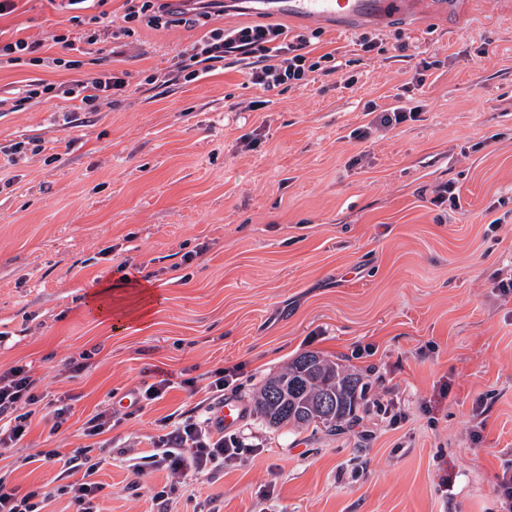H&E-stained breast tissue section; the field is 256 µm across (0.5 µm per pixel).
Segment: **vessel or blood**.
I'll return each mask as SVG.
<instances>
[{"mask_svg":"<svg viewBox=\"0 0 512 512\" xmlns=\"http://www.w3.org/2000/svg\"><path fill=\"white\" fill-rule=\"evenodd\" d=\"M251 7L344 33L354 32L368 20L404 18L421 11L450 21L463 13L461 0H251Z\"/></svg>","mask_w":512,"mask_h":512,"instance_id":"vessel-or-blood-1","label":"vessel or blood"}]
</instances>
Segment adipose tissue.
Wrapping results in <instances>:
<instances>
[{
  "mask_svg": "<svg viewBox=\"0 0 512 512\" xmlns=\"http://www.w3.org/2000/svg\"><path fill=\"white\" fill-rule=\"evenodd\" d=\"M125 287L134 289L138 298L136 309L115 303L112 300L113 284L110 279H103L97 289L91 291L86 299L89 314L106 323L146 322L150 319L159 296L154 288L146 282L125 280Z\"/></svg>",
  "mask_w": 512,
  "mask_h": 512,
  "instance_id": "adipose-tissue-1",
  "label": "adipose tissue"
}]
</instances>
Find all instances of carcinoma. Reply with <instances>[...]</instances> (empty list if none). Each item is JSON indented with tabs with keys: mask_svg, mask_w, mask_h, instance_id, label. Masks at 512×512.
Here are the masks:
<instances>
[{
	"mask_svg": "<svg viewBox=\"0 0 512 512\" xmlns=\"http://www.w3.org/2000/svg\"><path fill=\"white\" fill-rule=\"evenodd\" d=\"M362 397L357 377L317 354L305 353L286 372L265 381L255 409L275 426L321 424L334 429L355 415Z\"/></svg>",
	"mask_w": 512,
	"mask_h": 512,
	"instance_id": "1",
	"label": "carcinoma"
}]
</instances>
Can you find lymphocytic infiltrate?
<instances>
[{
  "instance_id": "f902f5d3",
  "label": "lymphocytic infiltrate",
  "mask_w": 512,
  "mask_h": 512,
  "mask_svg": "<svg viewBox=\"0 0 512 512\" xmlns=\"http://www.w3.org/2000/svg\"><path fill=\"white\" fill-rule=\"evenodd\" d=\"M124 25L118 30L124 37L134 36L147 26L163 28L187 25L204 28L203 37L191 50L178 56V71L185 81L194 82L202 77L206 65L223 62L235 56L246 60L247 81L262 92H270L282 85H297L307 81L309 74L333 73L335 56L327 52L314 55L312 45L320 38V31L289 33L279 24H254L237 27L213 26L215 0H195L192 8L176 11L168 0H125ZM40 45L23 38L0 40V64L39 67L45 64L66 71H76V78L65 84H55L33 79L18 91V102L30 100L50 101L67 98L75 101L76 111H97L101 101L109 99L112 92L123 90L122 78L101 73L94 77L81 75V60L55 57L45 60L39 55ZM280 58V65H273V58ZM47 407L53 424L52 431H59L72 413V405L59 397L45 399L38 393L37 383L26 366L16 365L0 374V447L13 448L27 436L33 416L40 407ZM165 434L159 435L151 454L134 458L138 471L164 468L170 484L154 493L159 506H166L177 485L193 476L234 461L241 453L237 437L225 435L224 427L207 415H193L183 419L167 416L161 421ZM112 413L100 411L88 417L82 434L88 445L78 446L62 453L51 450L44 454V462L57 466V493L68 496L72 512H101L97 505L106 496V486L95 479L100 463L94 462L93 451H106L112 445L107 434L111 432Z\"/></svg>"
}]
</instances>
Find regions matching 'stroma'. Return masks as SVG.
<instances>
[{
  "instance_id": "35a3bbf8",
  "label": "stroma",
  "mask_w": 512,
  "mask_h": 512,
  "mask_svg": "<svg viewBox=\"0 0 512 512\" xmlns=\"http://www.w3.org/2000/svg\"><path fill=\"white\" fill-rule=\"evenodd\" d=\"M71 17L59 0H18L0 37L59 57L53 32H82ZM363 31L381 52L324 27L316 52L335 53L336 72L269 96L234 58L179 78L176 56L203 29L107 36L84 70L128 87L68 126L70 101L10 100L26 79L74 72L0 67V148L45 146L0 157V373L28 365L39 391L73 405L58 432L37 417L0 448L8 488L54 491L56 470L38 455L83 445L89 415H124L164 380L162 399L113 427L97 474L103 512H157L168 472L136 473L126 449L150 452L161 419L205 406L185 379L239 365L224 397L244 407L233 432L245 451L178 486L168 512H499L512 297L493 281L512 276V16L504 0H478L455 29L422 15ZM152 73L159 82L146 83ZM371 100L422 112L355 139ZM447 184L457 207L432 205ZM126 274L155 286L160 305L145 324L99 322L88 293ZM305 352L359 378L353 421L273 427L255 413L260 385Z\"/></svg>"
}]
</instances>
